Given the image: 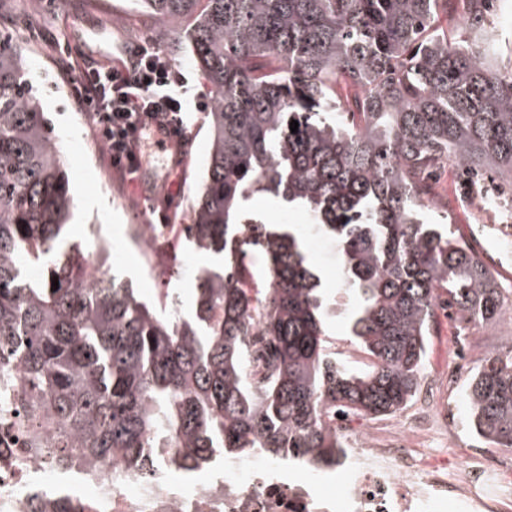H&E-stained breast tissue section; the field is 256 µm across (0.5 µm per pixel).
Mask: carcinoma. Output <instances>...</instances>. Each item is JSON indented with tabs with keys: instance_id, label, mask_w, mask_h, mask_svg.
I'll use <instances>...</instances> for the list:
<instances>
[{
	"instance_id": "1",
	"label": "carcinoma",
	"mask_w": 512,
	"mask_h": 512,
	"mask_svg": "<svg viewBox=\"0 0 512 512\" xmlns=\"http://www.w3.org/2000/svg\"><path fill=\"white\" fill-rule=\"evenodd\" d=\"M138 2L209 88L193 231L223 268L198 274L187 319L113 273L88 285L85 252L66 239L75 203L60 146L21 50L0 36V374L20 366L27 422L52 424L45 447L72 467L149 475L159 448L188 472L218 452L330 464L345 435L324 423L329 410L377 419L415 399L438 304L481 326L503 314L489 267L424 214L444 163L512 187V38L495 0H462L451 39L436 22L452 0ZM258 193L340 242L342 288L357 299L349 332L375 358L365 372L330 357L317 269L294 230L245 214ZM254 249L268 270L253 296L242 282ZM256 328L270 382L252 385L242 344ZM466 404L477 435L512 448L511 355L478 365ZM88 509L57 490L32 512Z\"/></svg>"
}]
</instances>
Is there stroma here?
Returning <instances> with one entry per match:
<instances>
[{"mask_svg": "<svg viewBox=\"0 0 512 512\" xmlns=\"http://www.w3.org/2000/svg\"><path fill=\"white\" fill-rule=\"evenodd\" d=\"M29 21L41 28V35H30L25 27ZM154 29V19L138 0H0V32L19 44L27 74L48 114L52 132L65 151L70 187L77 202L72 237L84 242L92 232H99L112 243L115 274L129 281L142 300L187 317L195 309V277L207 267V254L196 250L187 257L155 252L157 266L184 271L183 278L163 297L140 262L137 245L127 242L122 230L130 224L191 223L195 181L206 163L211 142L207 113L191 112L179 153L148 150L142 179L131 182L112 168L92 123L77 108L70 77L59 71L57 63L58 46L63 42L95 58L119 62L122 52L131 51L152 37ZM461 193L455 167L438 171L434 194L446 202L444 214L451 231L468 239L476 218L472 211L457 207ZM488 221L490 227L474 249L497 275L505 314L489 327H464L445 311H438L427 347L423 382L447 373L454 364L453 353L461 344L477 343L482 358L512 352V254L502 257L497 253L496 226L503 223V214L489 216ZM304 240L330 299L328 340L349 346L344 362L350 369L365 370L372 358L353 344L349 335L355 297L341 288L339 244L334 237L309 232ZM473 373L470 367L458 372L448 399V412L457 434L456 445L449 448L448 456L455 463L463 461L470 449L485 445L467 422L464 394Z\"/></svg>", "mask_w": 512, "mask_h": 512, "instance_id": "stroma-1", "label": "stroma"}]
</instances>
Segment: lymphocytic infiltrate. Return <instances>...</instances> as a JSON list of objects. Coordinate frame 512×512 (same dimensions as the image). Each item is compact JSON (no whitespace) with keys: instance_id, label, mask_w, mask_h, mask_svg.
Instances as JSON below:
<instances>
[{"instance_id":"obj_1","label":"lymphocytic infiltrate","mask_w":512,"mask_h":512,"mask_svg":"<svg viewBox=\"0 0 512 512\" xmlns=\"http://www.w3.org/2000/svg\"><path fill=\"white\" fill-rule=\"evenodd\" d=\"M58 65L74 73L73 96L126 179L141 178L148 142L183 141L192 106L189 80L153 39L112 65L67 46Z\"/></svg>"}]
</instances>
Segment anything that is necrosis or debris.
Returning a JSON list of instances; mask_svg holds the SVG:
<instances>
[{
	"mask_svg": "<svg viewBox=\"0 0 512 512\" xmlns=\"http://www.w3.org/2000/svg\"><path fill=\"white\" fill-rule=\"evenodd\" d=\"M455 372L431 394L434 408L416 407L417 425L390 421L357 433L336 459L335 472L311 469L306 456H256L225 461L201 482L175 480L168 465L145 479L114 464L111 473L89 465L64 470L32 435L50 438V424L36 431L0 430V512H29L33 494L76 483L96 512H512V453L471 451L464 470L448 461L433 439L454 442L448 390Z\"/></svg>",
	"mask_w": 512,
	"mask_h": 512,
	"instance_id": "1",
	"label": "necrosis or debris"
}]
</instances>
